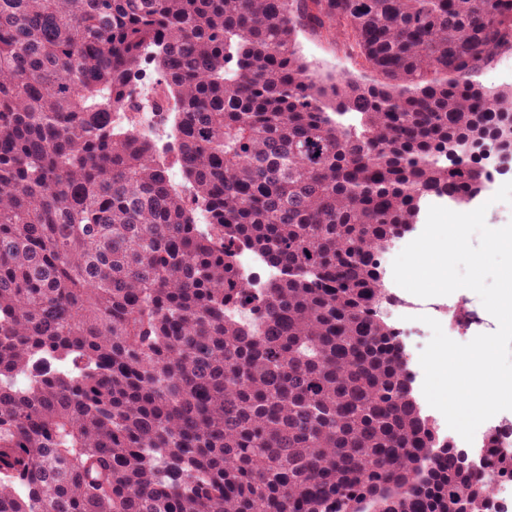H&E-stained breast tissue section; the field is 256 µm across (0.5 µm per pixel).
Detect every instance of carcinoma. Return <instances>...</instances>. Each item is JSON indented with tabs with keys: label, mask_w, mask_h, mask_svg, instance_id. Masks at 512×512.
<instances>
[{
	"label": "carcinoma",
	"mask_w": 512,
	"mask_h": 512,
	"mask_svg": "<svg viewBox=\"0 0 512 512\" xmlns=\"http://www.w3.org/2000/svg\"><path fill=\"white\" fill-rule=\"evenodd\" d=\"M150 46L189 197L110 122ZM511 48L512 0H0V512H491L512 450L443 446L380 272L512 154ZM298 51L309 67L330 78H376L362 66L361 60L349 54L332 38L315 33H301Z\"/></svg>",
	"instance_id": "cac0c4a2"
}]
</instances>
